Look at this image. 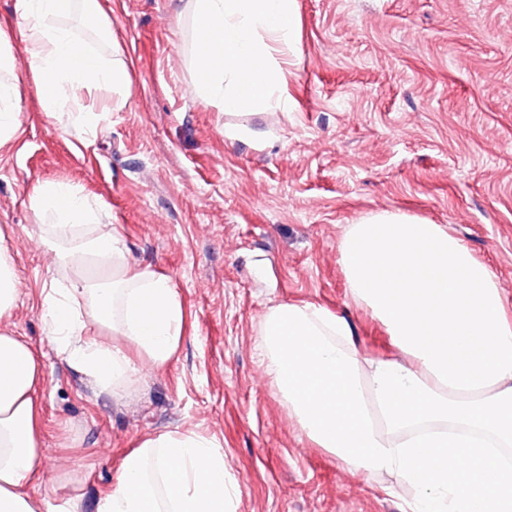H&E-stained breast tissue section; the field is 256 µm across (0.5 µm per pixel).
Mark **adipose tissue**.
Segmentation results:
<instances>
[{"instance_id":"1","label":"adipose tissue","mask_w":512,"mask_h":512,"mask_svg":"<svg viewBox=\"0 0 512 512\" xmlns=\"http://www.w3.org/2000/svg\"><path fill=\"white\" fill-rule=\"evenodd\" d=\"M72 0H17L0 20L26 45L45 111L107 85L130 86L124 61L88 50L61 22ZM196 97L233 112L280 92L277 56L295 44L296 0H196ZM37 223L64 244L60 283L48 267L42 317L58 356L103 392L135 381V358L164 367L184 332L170 280L132 266L123 237L102 227L100 199L61 182L30 197ZM341 264L355 299L385 326L396 359L360 356L346 320L283 303L266 315L260 347L303 434L337 461L396 476L410 512H512V471L490 444L512 446V314L497 281L441 224L380 212L350 225ZM106 330L85 333L87 322ZM40 358L0 333V512H64L32 498L41 417ZM238 487L217 443L195 433L143 440L96 512H229Z\"/></svg>"}]
</instances>
